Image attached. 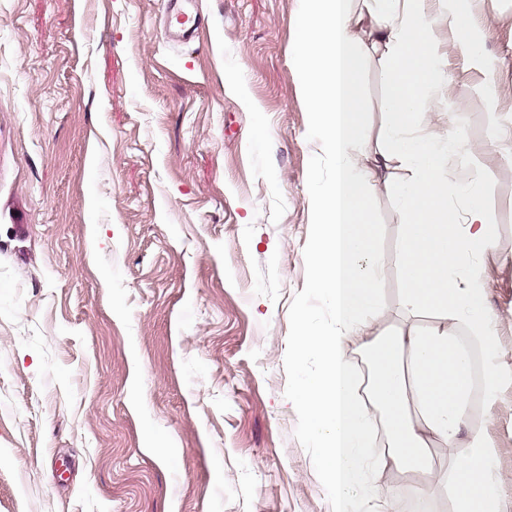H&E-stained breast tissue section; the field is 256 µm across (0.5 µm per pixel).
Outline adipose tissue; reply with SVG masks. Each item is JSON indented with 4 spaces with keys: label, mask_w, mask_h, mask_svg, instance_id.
<instances>
[{
    "label": "adipose tissue",
    "mask_w": 512,
    "mask_h": 512,
    "mask_svg": "<svg viewBox=\"0 0 512 512\" xmlns=\"http://www.w3.org/2000/svg\"><path fill=\"white\" fill-rule=\"evenodd\" d=\"M301 37L292 58L303 84L318 157L330 168L327 179L313 178L310 207L317 227L308 256L313 275L310 288L324 318L300 315L292 350L297 372L291 399L304 419L308 440L318 450L317 464L336 500V512H395L391 499L378 495L370 481L368 449L377 429L386 433L387 465L403 463L420 474L416 489L425 500L438 478L427 467L433 444L451 448L465 444L467 452L451 473L478 472L491 489H498L496 447L484 426L476 424L463 388L448 390L464 362L449 350L448 339L464 334L472 347L486 351L497 341L502 322L484 305L487 288L485 256L494 247L492 213L481 201L491 171L485 151L450 132V115L437 103L448 96V54L443 32L457 28L456 0L441 10L428 0H365L367 12L355 14L348 0H301ZM482 29L469 37L467 62L484 77L482 94L490 123H498L501 87L493 74L498 61L478 46ZM384 56L413 59L427 67L432 79L427 95L417 101L398 96L392 105L414 115L425 136L395 125L394 150L371 155L358 124L359 102L351 77L362 47ZM399 162L405 170L400 201L420 215L406 244L425 277L421 287L406 289L402 304L421 318L432 311L434 323L423 332L399 325L390 334H371V322L385 309L374 288L383 275L358 207L380 170ZM462 221L434 224L428 219L446 198L455 174ZM449 249H437L440 239ZM382 366L379 381H367L348 355L350 344Z\"/></svg>",
    "instance_id": "ef3b65f1"
}]
</instances>
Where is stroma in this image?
<instances>
[{"instance_id":"35a3bbf8","label":"stroma","mask_w":512,"mask_h":512,"mask_svg":"<svg viewBox=\"0 0 512 512\" xmlns=\"http://www.w3.org/2000/svg\"><path fill=\"white\" fill-rule=\"evenodd\" d=\"M0 0V512H336L290 394L319 170L290 51L301 0ZM512 115V0H476ZM370 57L362 131L427 72ZM480 74L448 51L453 125L484 146L495 247L485 303L512 371V150ZM391 332L413 282L394 181L364 201ZM486 431L512 512V385ZM168 2L171 15L187 18V22L185 24L178 25L176 27L179 33V38L175 40V42H190L192 37L197 34L203 25L201 18L192 10V0H168Z\"/></svg>"}]
</instances>
